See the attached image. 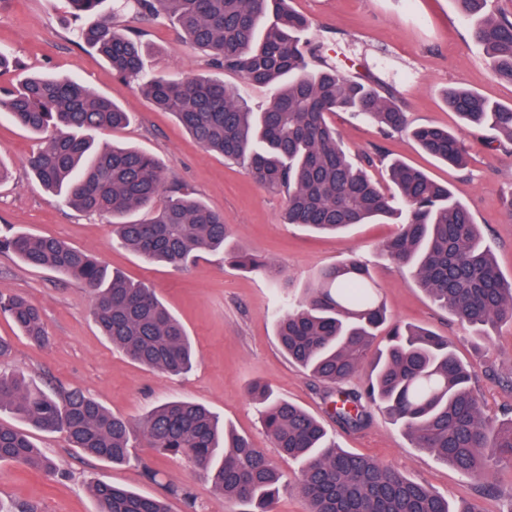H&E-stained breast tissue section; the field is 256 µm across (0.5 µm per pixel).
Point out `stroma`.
I'll return each mask as SVG.
<instances>
[{
	"label": "stroma",
	"instance_id": "35a3bbf8",
	"mask_svg": "<svg viewBox=\"0 0 512 512\" xmlns=\"http://www.w3.org/2000/svg\"><path fill=\"white\" fill-rule=\"evenodd\" d=\"M291 6L311 19L312 39L345 74L371 76L394 94L407 114L408 130L389 138L349 114H336L332 121L345 147L359 156L383 152L446 183L471 212L501 273L511 278L512 216L502 200L512 194V154L498 149L493 131L463 127L449 111L444 93L465 87L511 105L512 84L494 77L457 0H292ZM102 9L121 27L140 31L147 71L180 77L209 73L207 57L182 41L168 21L142 22L121 10L119 0H105ZM77 26L67 0H0V47L19 61L18 72L0 74V88L15 84L19 72L40 71L77 79L120 101L134 113V121L117 134L99 132L98 141L115 139L168 164L170 180L189 186L205 204L223 213L228 246L266 257L280 279L274 282L231 266L220 253L202 254L187 267L173 269L147 264L113 244L112 228L104 217L72 209L29 177L26 161L36 152L37 142L3 114L0 160L13 177L0 184V231L60 238L146 284L183 324L196 352L192 371L184 375L143 368L102 336L82 285L0 252V290L23 295L37 305L50 336L47 344H33L0 314V336L14 345L10 367L47 390L82 389L112 414L132 422L172 399L205 405L227 427L248 436L283 473L287 486L274 512H306L307 504L298 490L300 464L276 448L264 429L261 404L249 395L256 383L269 385L277 398L323 421L344 450L372 457L453 503L474 500L482 512H503L512 501L511 469L494 475L502 497H484L477 483L412 447L381 412H374L371 425L359 432L337 426L316 383L281 350L275 325L287 297L303 295L322 269L359 254L392 322L448 337L461 360L486 368L478 390L492 419L512 408V325L499 326L487 350L475 352L464 341L469 328L437 307L410 271L380 254L381 243L395 233V225L357 224L338 235H323L284 223L280 196L255 184L241 166L204 150L170 113L156 110L136 82L117 78L109 64L78 41ZM428 124L447 127L465 140L467 166L456 168L422 152L409 129ZM31 436L58 461L62 473L48 477L0 465L4 504L28 505L35 512H96L90 487L105 482L164 499L169 512H188L180 495L184 489L192 492L200 512L226 510L197 467L182 458L159 455L145 439L134 441L130 463L115 465L72 447L65 433L35 430ZM147 466L155 470V479L144 476Z\"/></svg>",
	"mask_w": 512,
	"mask_h": 512
}]
</instances>
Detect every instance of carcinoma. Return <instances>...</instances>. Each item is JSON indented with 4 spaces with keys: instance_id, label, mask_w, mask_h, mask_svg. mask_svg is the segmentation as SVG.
I'll use <instances>...</instances> for the list:
<instances>
[{
    "instance_id": "cac0c4a2",
    "label": "carcinoma",
    "mask_w": 512,
    "mask_h": 512,
    "mask_svg": "<svg viewBox=\"0 0 512 512\" xmlns=\"http://www.w3.org/2000/svg\"><path fill=\"white\" fill-rule=\"evenodd\" d=\"M77 15L98 11L101 0H68ZM495 78L512 84V13L488 9L489 0H458ZM124 8L168 20L214 71L237 74L269 90L253 108L224 80L143 72L141 35L106 18L76 32L119 79L139 82L155 108L170 112L204 149L245 168L252 181L284 199L283 219L311 230L337 233L354 224L392 219L398 230L381 246L396 266L409 268L416 284L458 322L474 331V343L490 330L512 325V280L503 277L478 225L448 185L401 161L385 165L389 186L355 163L329 121L348 112L384 136L407 129L406 113L391 92L361 78H344L309 37L311 22L288 0H124ZM448 108L466 125L497 133L512 153V106L475 91L450 88ZM0 112L39 137L28 169L75 210L109 218L116 240L150 264L181 267L203 252L225 251L224 215L173 184L168 168L136 147H97L94 133H119L132 114L110 96L81 82L32 75L16 89H0ZM426 154L462 166L468 147L434 125L412 129ZM0 252L29 267L53 271L83 285L93 297L98 327L112 346L139 365L173 375L188 372L194 351L177 318L143 284L108 272L86 252L53 237L25 232L0 236ZM232 263L265 275L271 263L243 250L226 251ZM0 313L35 344L48 341L40 310L20 295L0 291ZM276 336L288 357L318 384L327 414L343 429L360 431L384 410L416 448L498 493L496 468L512 465V414L486 418L476 390L478 373L448 339L424 328L388 324L385 305L363 260L353 254L325 268L300 299H288L276 320ZM362 384L348 385L363 367ZM268 402L263 426L280 451L302 464L300 492L308 512H481L451 506L448 498L367 456L328 442L323 424L299 406ZM29 426L61 431L71 444L103 461H131L140 434L162 455L202 469L213 492L233 512H273L282 474L250 440L221 429L204 406L172 400L136 425L110 413L79 389L48 392L16 369L0 370V414ZM55 476L57 461L26 432L0 422V464ZM97 512H169L164 500L98 482Z\"/></svg>"
}]
</instances>
